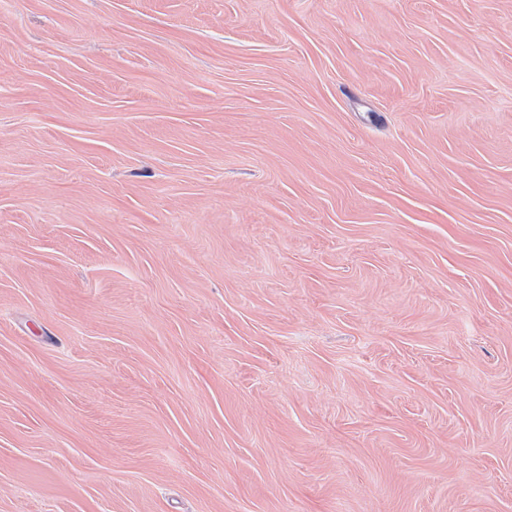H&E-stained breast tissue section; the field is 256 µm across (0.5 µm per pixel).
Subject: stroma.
I'll return each mask as SVG.
<instances>
[{"mask_svg":"<svg viewBox=\"0 0 512 512\" xmlns=\"http://www.w3.org/2000/svg\"><path fill=\"white\" fill-rule=\"evenodd\" d=\"M0 512H512V0H0Z\"/></svg>","mask_w":512,"mask_h":512,"instance_id":"35a3bbf8","label":"stroma"}]
</instances>
